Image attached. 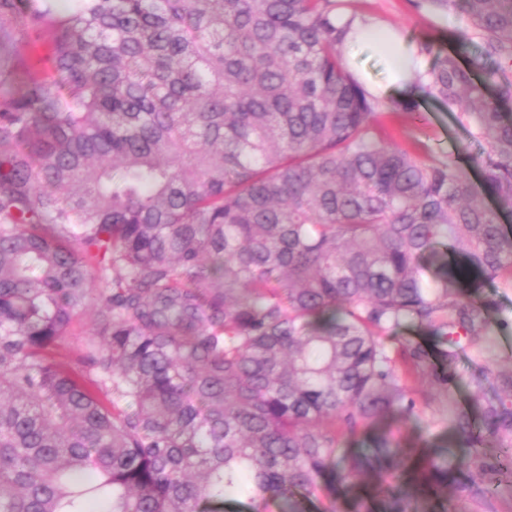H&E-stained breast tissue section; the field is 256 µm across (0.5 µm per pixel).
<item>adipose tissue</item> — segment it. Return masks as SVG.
I'll use <instances>...</instances> for the list:
<instances>
[{
    "label": "adipose tissue",
    "instance_id": "obj_1",
    "mask_svg": "<svg viewBox=\"0 0 512 512\" xmlns=\"http://www.w3.org/2000/svg\"><path fill=\"white\" fill-rule=\"evenodd\" d=\"M348 28L346 48L375 46L389 61L393 83L403 90L411 89L413 74L422 68V59L415 46L402 42L393 31L367 17H354Z\"/></svg>",
    "mask_w": 512,
    "mask_h": 512
}]
</instances>
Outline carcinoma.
Wrapping results in <instances>:
<instances>
[{"label":"carcinoma","mask_w":512,"mask_h":512,"mask_svg":"<svg viewBox=\"0 0 512 512\" xmlns=\"http://www.w3.org/2000/svg\"><path fill=\"white\" fill-rule=\"evenodd\" d=\"M425 2L480 54L418 43L412 91L469 127L495 209L376 126L336 0H71L49 76L9 45L51 0H0V512H306L345 463L378 478L346 512H448L447 453L375 428L435 404L512 483V407L476 397L482 432L448 388L495 357L461 284L512 288V0ZM90 299L99 339L58 358Z\"/></svg>","instance_id":"carcinoma-1"}]
</instances>
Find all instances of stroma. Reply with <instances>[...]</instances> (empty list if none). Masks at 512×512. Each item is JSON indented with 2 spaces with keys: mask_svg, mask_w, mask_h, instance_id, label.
Wrapping results in <instances>:
<instances>
[{
  "mask_svg": "<svg viewBox=\"0 0 512 512\" xmlns=\"http://www.w3.org/2000/svg\"><path fill=\"white\" fill-rule=\"evenodd\" d=\"M414 2L341 0L339 7L344 12L353 9L376 17L408 43L433 40L444 48H455L456 42L452 36L455 29L453 15L418 8ZM53 34V26L47 25L38 33L30 35L26 42L18 44L13 50L16 63L33 67L46 75L51 74L50 44ZM349 66L377 89L384 106L378 118L392 130L401 146L425 145L434 160L446 159L461 148L472 154L477 153L478 147L471 142L465 127L458 124L453 114L437 101L423 98L415 114L399 118L388 116L387 106L398 100L402 91L390 85L386 60L377 51L369 47L358 50ZM478 294L495 299L489 311V320L495 327L493 338L498 357L488 363L469 351L460 354L455 370L461 378V384L454 389L453 399L457 407L463 410L469 409L473 392L480 390L486 396H494L499 392L503 380L512 376V358L506 356L507 351H512V288H495L486 283L479 288ZM98 332V307L90 301L79 311L67 335L59 340L58 354L69 359L82 355L90 341L97 338ZM390 429L411 444L423 446L428 453L448 448L457 441L453 422L442 414L424 415L413 424L395 421L391 423ZM474 454L475 462L464 467L459 483L448 486L449 504L459 505V512H512V484L488 490V475L479 468L480 462H495L501 454L500 448L488 441L483 447L475 449Z\"/></svg>",
  "mask_w": 512,
  "mask_h": 512,
  "instance_id": "1",
  "label": "stroma"
}]
</instances>
